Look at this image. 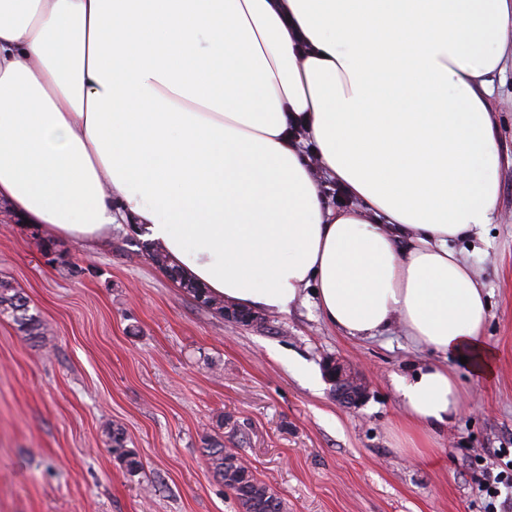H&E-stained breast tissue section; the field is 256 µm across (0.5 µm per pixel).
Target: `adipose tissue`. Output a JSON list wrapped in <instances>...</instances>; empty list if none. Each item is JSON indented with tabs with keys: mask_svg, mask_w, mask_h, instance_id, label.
<instances>
[{
	"mask_svg": "<svg viewBox=\"0 0 512 512\" xmlns=\"http://www.w3.org/2000/svg\"><path fill=\"white\" fill-rule=\"evenodd\" d=\"M510 67L512 0H0V201L89 250L134 225L242 308L401 323L444 357L394 381L436 431L461 411L446 358L494 374L485 288L448 242L493 220Z\"/></svg>",
	"mask_w": 512,
	"mask_h": 512,
	"instance_id": "1",
	"label": "adipose tissue"
}]
</instances>
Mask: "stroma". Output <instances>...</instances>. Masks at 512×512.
Returning a JSON list of instances; mask_svg holds the SVG:
<instances>
[{"label": "stroma", "instance_id": "1", "mask_svg": "<svg viewBox=\"0 0 512 512\" xmlns=\"http://www.w3.org/2000/svg\"><path fill=\"white\" fill-rule=\"evenodd\" d=\"M500 193L482 236L452 241L487 291L481 329L496 374L453 362L463 411L427 432L394 379L439 361L400 327L371 339L333 329L313 301L238 327L198 308L123 225L91 253L71 242L45 262L49 231L0 203V280L26 295L47 344L0 317V512H241L210 471L204 436L223 439L287 512H484L468 455L512 448V71L494 78ZM366 377L361 405L337 404L329 358ZM121 427L142 468L108 450Z\"/></svg>", "mask_w": 512, "mask_h": 512}]
</instances>
